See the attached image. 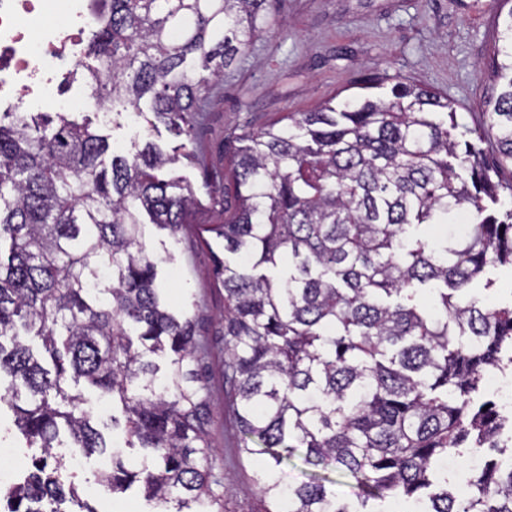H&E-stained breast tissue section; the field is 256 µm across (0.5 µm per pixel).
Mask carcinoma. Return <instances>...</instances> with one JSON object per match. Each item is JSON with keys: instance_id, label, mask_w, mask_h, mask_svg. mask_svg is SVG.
Segmentation results:
<instances>
[{"instance_id": "obj_1", "label": "carcinoma", "mask_w": 512, "mask_h": 512, "mask_svg": "<svg viewBox=\"0 0 512 512\" xmlns=\"http://www.w3.org/2000/svg\"><path fill=\"white\" fill-rule=\"evenodd\" d=\"M269 0H105L87 55L102 94L151 127L187 137L170 155L147 141L112 152L67 113L0 114V372L29 446L42 449L7 512L77 487L47 471L61 430L88 454L112 453L100 482L137 483L159 505L190 498L224 512L208 461L196 317L173 308L147 246L152 224L177 238L197 199L163 170L200 159L196 131L215 87L264 29ZM492 56L495 86L468 133L454 103L406 78L392 98L366 94L291 112L229 152L234 210L224 239V402L243 434L264 512H377L411 499L422 512H512V469L491 462L448 491L450 457L488 448L512 418L482 392L491 369L512 367V305L469 295L512 265V0ZM148 100L150 113L141 104ZM460 210L465 238L422 228ZM432 293L426 303L424 292ZM41 340L34 353L28 337ZM112 401V428L137 467L110 448L83 407L80 383ZM304 462L339 469L356 504L324 481L276 472Z\"/></svg>"}]
</instances>
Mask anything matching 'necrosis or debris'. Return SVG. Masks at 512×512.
<instances>
[{
    "label": "necrosis or debris",
    "instance_id": "obj_1",
    "mask_svg": "<svg viewBox=\"0 0 512 512\" xmlns=\"http://www.w3.org/2000/svg\"><path fill=\"white\" fill-rule=\"evenodd\" d=\"M53 13L64 24L50 23ZM103 25L95 0H0V112L101 102L86 49Z\"/></svg>",
    "mask_w": 512,
    "mask_h": 512
}]
</instances>
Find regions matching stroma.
Returning <instances> with one entry per match:
<instances>
[{
  "mask_svg": "<svg viewBox=\"0 0 512 512\" xmlns=\"http://www.w3.org/2000/svg\"><path fill=\"white\" fill-rule=\"evenodd\" d=\"M497 38L488 0H276L265 33L224 72L198 142L203 164H178L175 175L192 185L198 204L163 263V286L176 308L195 314L203 346L199 369L207 401L209 441L221 477L224 512H262L253 473L265 458L239 455L241 433L224 405V286L215 260L224 243L215 234L224 222V146L229 137L252 133L288 112H305L360 93L377 79L374 96L390 99L403 77L448 96L461 128L475 127L494 81L491 54ZM72 119L89 121L109 143L129 148L132 138L179 151L182 140L165 126L131 131L102 119L99 107L82 104ZM14 413L0 399V475L20 480L35 449L26 445ZM55 456L61 479L74 482L95 512H158L135 489L111 493L98 481L109 456H91L62 440Z\"/></svg>",
  "mask_w": 512,
  "mask_h": 512,
  "instance_id": "stroma-1",
  "label": "stroma"
}]
</instances>
